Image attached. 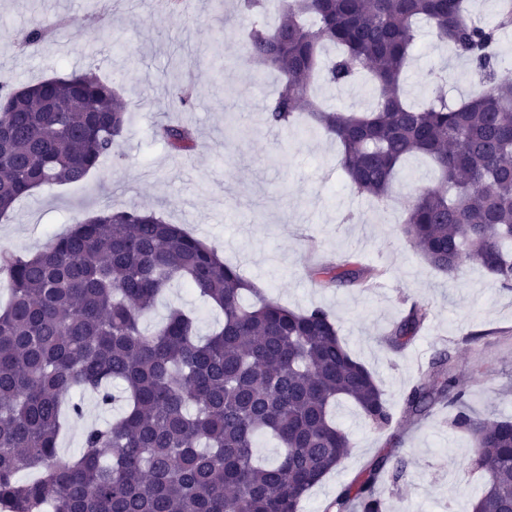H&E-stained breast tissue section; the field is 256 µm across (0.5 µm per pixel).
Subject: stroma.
<instances>
[{"instance_id": "1", "label": "stroma", "mask_w": 512, "mask_h": 512, "mask_svg": "<svg viewBox=\"0 0 512 512\" xmlns=\"http://www.w3.org/2000/svg\"><path fill=\"white\" fill-rule=\"evenodd\" d=\"M224 0H186L161 13L156 0H0V78L22 86L72 72L111 81L130 119L121 155L105 160L83 182L46 186L0 220V249L32 255L74 218L104 209L155 212L196 238L218 247L225 261L268 298L300 311L327 310L354 358L374 375L396 417L379 432L351 404L336 421L353 446L342 463L306 495L302 512H324L336 493L376 456L390 452L405 473L385 496V512H471L485 481L473 467L472 435L451 424L448 409L419 422L401 417L406 395L432 357L446 351L479 418L512 417V291L500 288L476 265L457 274L434 270L402 232L404 203L438 176L423 157L407 158L393 186V201L378 204L356 194L338 164L339 146L304 122L267 130L263 107L279 90L276 72L255 65L245 49L249 25ZM58 22L49 40L21 47L34 20ZM448 73L451 100L466 97L476 78L427 28H420L402 82L411 102L429 95L428 74ZM191 87L192 106L180 111L170 93ZM311 93L341 112L362 111L373 92L362 80L331 87L314 82ZM191 127L197 148L173 154L156 135L169 118ZM352 259L377 269L366 288H319L310 268ZM427 303L429 320L402 351L385 336L413 302ZM197 316L207 336L218 318L183 282L164 290L142 322L154 328L168 310ZM83 408L58 440L64 459L77 456L85 429L118 417L122 403L100 405L96 395L73 392Z\"/></svg>"}]
</instances>
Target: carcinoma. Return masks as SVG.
<instances>
[{
  "label": "carcinoma",
  "instance_id": "obj_1",
  "mask_svg": "<svg viewBox=\"0 0 512 512\" xmlns=\"http://www.w3.org/2000/svg\"><path fill=\"white\" fill-rule=\"evenodd\" d=\"M237 0L250 21V60L281 75L264 121L284 128L303 114L342 146L339 165L360 194L385 200L401 162L421 155L441 186L406 204L403 232L434 269L457 273L476 263L512 289V81L498 76L497 44L512 27V0L494 21L464 0ZM423 23L482 75L485 89L448 101L432 73L427 104L404 101L401 78ZM38 21L21 44L42 42ZM341 53L326 62L323 48ZM342 86L365 74L375 89L364 113L329 109L309 95L316 75ZM126 108L112 85L72 73L16 87L0 82V219L42 186L78 183L116 153ZM169 148L195 147L179 122L161 128ZM11 299L0 308V507L5 512H299L306 493L345 458L349 437L333 408L354 405L379 430L394 413L372 373L354 359L326 310L294 311L260 292L218 250L132 207L79 218L71 230L28 256L0 250ZM370 270L323 266L322 287L364 285ZM183 280L220 310L209 337L173 309L154 331L141 322L158 295ZM256 298L244 303V294ZM428 317L415 302L390 333L404 346ZM443 352L407 395L402 417L426 418L442 405L452 425L474 436V467L486 474L472 512H512V420L469 413ZM74 389L124 415L83 434L80 454L58 453L62 399ZM271 435L277 458L256 461ZM110 448V456L103 449ZM37 474L17 479L20 471ZM402 477L382 455L344 486L326 512H384V487Z\"/></svg>",
  "mask_w": 512,
  "mask_h": 512
}]
</instances>
